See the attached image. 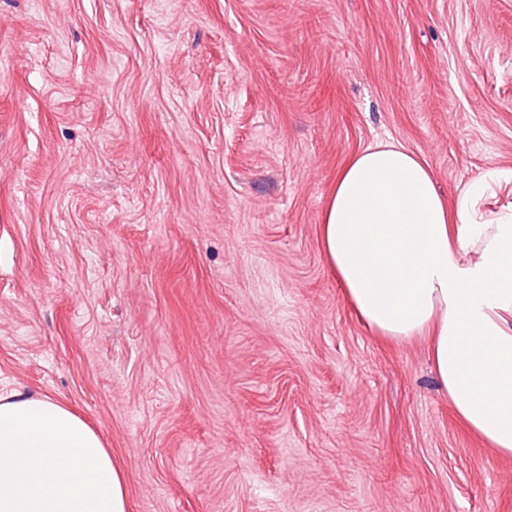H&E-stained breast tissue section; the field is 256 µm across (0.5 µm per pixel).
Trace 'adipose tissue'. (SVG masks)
Masks as SVG:
<instances>
[{"mask_svg": "<svg viewBox=\"0 0 512 512\" xmlns=\"http://www.w3.org/2000/svg\"><path fill=\"white\" fill-rule=\"evenodd\" d=\"M512 169L470 180L454 202L397 143L337 172L321 245L359 319L421 339L456 419L512 457V200L487 210ZM0 512H127L123 474L100 435L48 396H0Z\"/></svg>", "mask_w": 512, "mask_h": 512, "instance_id": "obj_1", "label": "adipose tissue"}]
</instances>
